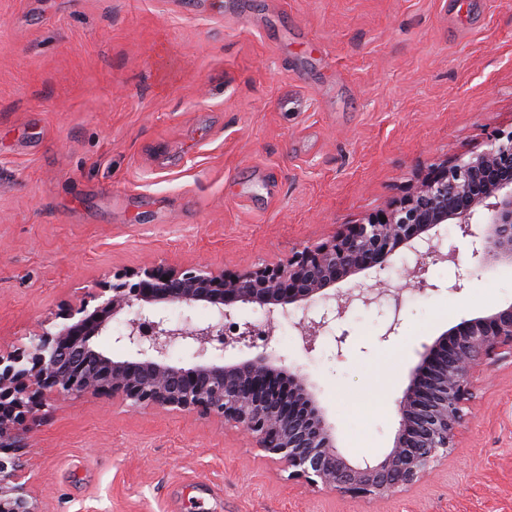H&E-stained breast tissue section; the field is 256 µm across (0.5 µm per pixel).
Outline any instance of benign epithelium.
Segmentation results:
<instances>
[{
	"label": "benign epithelium",
	"instance_id": "obj_1",
	"mask_svg": "<svg viewBox=\"0 0 512 512\" xmlns=\"http://www.w3.org/2000/svg\"><path fill=\"white\" fill-rule=\"evenodd\" d=\"M386 221H381V218ZM454 224L473 238L477 267L512 265V131L497 132L481 151L436 164L404 198L352 224L327 241L286 260L236 272L215 271L203 261L189 267L151 264L84 288L60 309L65 320L29 336L30 344L0 347V512H36L26 480L25 448L39 412L58 393L93 394L136 410L161 409L216 418L240 428L262 451L284 463L288 480L334 488L351 497L380 496L425 476L453 447L471 378L482 366L512 356V303L463 320L423 345L408 386L397 402L399 427L392 447L375 460L353 462L336 446L335 427L324 417L306 379L286 374L275 354L279 318L317 301L331 315L296 328L310 353L331 321L354 306L390 304L397 332L406 296L438 286L429 266H459L456 250L443 247L438 227ZM414 255L401 280L367 285L360 276L392 266L400 249ZM352 283L341 289L338 284ZM203 304L217 314L207 324L172 322L161 309ZM251 305L258 323L236 320ZM137 308L114 342L131 350L116 358L95 339L111 331L125 309ZM261 335L267 351L226 360L253 347ZM193 352L191 368L170 360L172 349Z\"/></svg>",
	"mask_w": 512,
	"mask_h": 512
}]
</instances>
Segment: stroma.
Here are the masks:
<instances>
[{"label": "stroma", "instance_id": "35a3bbf8", "mask_svg": "<svg viewBox=\"0 0 512 512\" xmlns=\"http://www.w3.org/2000/svg\"><path fill=\"white\" fill-rule=\"evenodd\" d=\"M512 130V0H0V343L151 263L274 264ZM351 309L312 352L337 445H392L422 344L512 303V266ZM346 335L337 346L338 335ZM38 512H512V361L480 374L457 446L376 498L292 481L238 428L58 396L26 450Z\"/></svg>", "mask_w": 512, "mask_h": 512}]
</instances>
